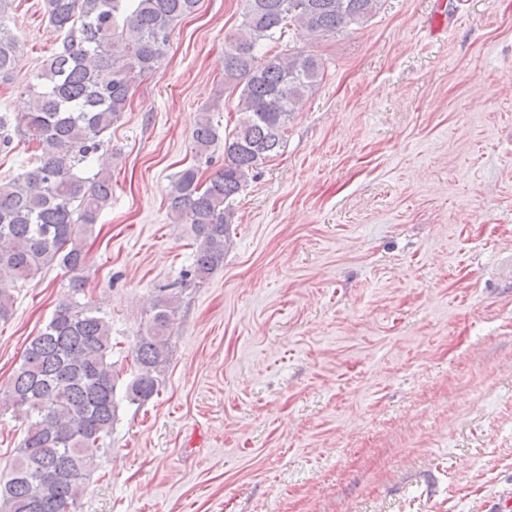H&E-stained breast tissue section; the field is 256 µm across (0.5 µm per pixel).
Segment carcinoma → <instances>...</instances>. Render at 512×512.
<instances>
[{"instance_id":"1","label":"carcinoma","mask_w":512,"mask_h":512,"mask_svg":"<svg viewBox=\"0 0 512 512\" xmlns=\"http://www.w3.org/2000/svg\"><path fill=\"white\" fill-rule=\"evenodd\" d=\"M48 21L61 40L33 75L36 91L3 129L0 149L13 135L36 143L32 165L0 181V321L13 313V290L53 263L76 274L86 265L84 238L112 198V178L86 174L103 135L129 107L131 88L157 69L178 23L199 0H44ZM383 0H247L243 20L227 37L224 90L238 93L239 118L223 138L207 113L191 132L195 156L211 161L224 148V167L207 182L192 165L176 172L169 189L176 220L191 226L198 242L183 277L201 282L224 262L233 213L231 197L250 171L283 147L295 104L322 76V62L295 49L267 56L293 26L325 35L360 26ZM22 45L0 23V81L11 78ZM82 281L32 337L10 382L23 437L0 473V512H76L85 482L105 438L112 434L117 376L112 365L110 322L100 307L79 300ZM176 295L153 305L145 332L133 349L137 373L126 398L143 405L158 394L168 362V330Z\"/></svg>"}]
</instances>
